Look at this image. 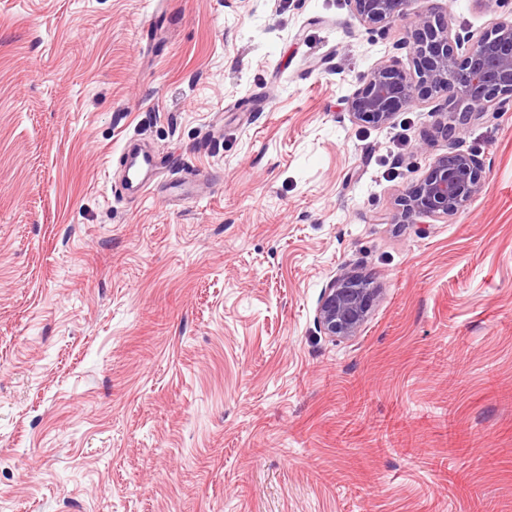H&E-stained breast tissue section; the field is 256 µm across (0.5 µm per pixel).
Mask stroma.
<instances>
[{
    "instance_id": "35a3bbf8",
    "label": "stroma",
    "mask_w": 512,
    "mask_h": 512,
    "mask_svg": "<svg viewBox=\"0 0 512 512\" xmlns=\"http://www.w3.org/2000/svg\"><path fill=\"white\" fill-rule=\"evenodd\" d=\"M432 12L512 0H0V512H512V102L347 115ZM133 142L175 161L135 201ZM452 149L480 192L397 221ZM344 269L380 300L335 339ZM355 19L364 24L389 23L403 14L406 0H349ZM379 298L378 290L370 288L355 271L343 270L322 291L316 310L317 325L326 336L354 338Z\"/></svg>"
}]
</instances>
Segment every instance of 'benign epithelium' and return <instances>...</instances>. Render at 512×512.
Here are the masks:
<instances>
[{
  "label": "benign epithelium",
  "instance_id": "benign-epithelium-1",
  "mask_svg": "<svg viewBox=\"0 0 512 512\" xmlns=\"http://www.w3.org/2000/svg\"><path fill=\"white\" fill-rule=\"evenodd\" d=\"M349 2L354 18L370 25L400 17L406 0ZM408 45L414 72L385 63L369 71L348 100L351 120L383 126L418 99L435 94L445 97L439 113L445 117L442 132L451 140L470 114L495 111L512 101L511 23L478 36L460 35L448 30L443 16L424 15L412 26ZM480 172L473 154L454 150L435 157L428 174L401 197L400 218L405 222L458 213L479 193ZM379 298L360 275L344 270L322 291L317 325L327 336L354 338Z\"/></svg>",
  "mask_w": 512,
  "mask_h": 512
}]
</instances>
